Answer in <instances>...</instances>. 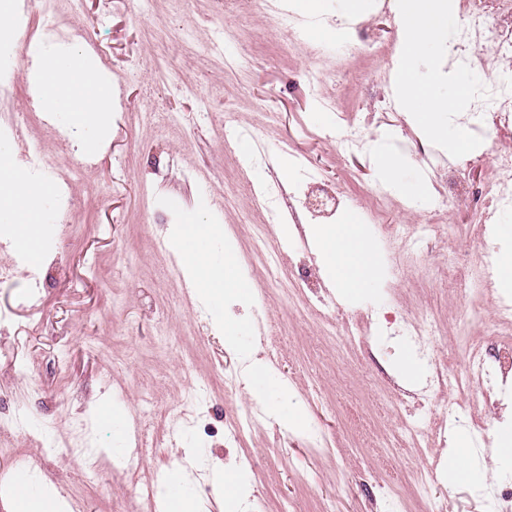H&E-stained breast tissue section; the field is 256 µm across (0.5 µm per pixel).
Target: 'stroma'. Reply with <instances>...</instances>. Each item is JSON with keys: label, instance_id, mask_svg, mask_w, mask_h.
<instances>
[{"label": "stroma", "instance_id": "obj_1", "mask_svg": "<svg viewBox=\"0 0 512 512\" xmlns=\"http://www.w3.org/2000/svg\"><path fill=\"white\" fill-rule=\"evenodd\" d=\"M317 3L305 11L298 0H272L268 7L249 0H154L146 12L139 0H62L73 41L98 50L96 65L112 81V102L95 117L101 134L87 149L77 128L41 110L39 79L28 62L11 69L13 163L22 167L25 154L41 153L49 165L44 182L76 206L54 244L49 231L57 204L44 209V286L36 306L20 301L28 259L0 247V267L13 270L12 282L0 285V311L9 316L0 324V405L21 413L30 429L0 439V477L25 474L32 494L58 493L69 512H162L165 493L146 497L141 487L190 460L188 491L200 512H221L223 479L212 462L231 458L242 487L240 512H392L388 487L394 483L413 512L442 506L491 512L477 486L449 483L451 449L438 436L423 448L399 445L396 436L402 420L437 422L452 403L469 427L483 426L493 438L512 432V385L486 403L480 395L487 384L475 377L464 392H436L422 410L417 399L429 370L421 369L412 387L393 373L410 337L382 336L372 327L359 341L340 339L368 310L394 326L429 313L440 327L437 354L463 366L457 330L466 303L453 276L487 251L512 252V237L500 233L512 226V209L498 212L490 228L479 222L493 162L512 154V124L487 128L470 120L467 155L441 148L457 163L470 195L436 210L448 193V176L424 167L413 148L419 135L395 91L407 66L398 0L386 13L376 0H362L359 13L350 0ZM284 13L305 20L321 41L294 42V27L280 20ZM340 19L367 24L375 50L340 56L334 29ZM228 30L240 31V39L225 40ZM166 75L180 91L164 89ZM148 111L175 112L180 121L160 128L144 120ZM348 125L361 130L364 143L342 153L338 133ZM247 131L265 145L262 163L237 155ZM380 145L404 156L400 184L388 188L381 206L373 200L383 185L373 161ZM283 165L289 177H281ZM311 175L338 195L333 223L353 217L379 258L378 275L362 296H343L316 273L305 231L311 217L289 208L290 188ZM273 184L281 187L275 219L260 197ZM193 214L223 229L215 251L232 249L237 276L252 283L250 299L227 300L226 313L248 320L263 345V362L302 417L300 426L276 418V398L225 388V370L249 362L225 348L215 312L174 244L176 229ZM434 218L440 230L417 243L416 264L394 265L391 257L403 246L388 238L387 226ZM262 225L294 263L277 295L268 291L269 265L251 253ZM313 292L335 302L329 319L307 313ZM499 294L498 285L488 288L483 321L473 329L476 341L491 349L512 346V326L496 318ZM199 384L209 437L169 438L182 396ZM256 404L262 416L235 441L224 430L225 413ZM116 413L124 414L126 432L113 425ZM319 433L333 440L332 453H311L309 442ZM81 437L102 459L97 476L67 452ZM138 442L143 460L134 474H123L115 459ZM422 465L436 466L438 484L431 499L419 502L410 474ZM205 483L212 495L203 493Z\"/></svg>", "mask_w": 512, "mask_h": 512}]
</instances>
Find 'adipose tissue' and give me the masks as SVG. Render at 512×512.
I'll return each mask as SVG.
<instances>
[{
	"label": "adipose tissue",
	"mask_w": 512,
	"mask_h": 512,
	"mask_svg": "<svg viewBox=\"0 0 512 512\" xmlns=\"http://www.w3.org/2000/svg\"><path fill=\"white\" fill-rule=\"evenodd\" d=\"M400 22L409 60L403 85L408 112L413 113L420 134L450 146L455 154L467 153L471 142L456 118L469 96L468 86L460 85L456 94L440 97L417 80L414 67L415 61L426 58L447 30V12L435 7L434 0H404ZM39 79L46 105L85 127L83 142L92 145L94 132L88 127L89 120L108 105L111 82L98 74L77 45L64 54L45 55ZM11 153L10 146L0 144V218L15 224L18 237L36 246L40 243L36 226L52 190L37 184L20 189L24 176L13 168ZM308 234L320 246L321 273L332 278L344 295L363 294L379 270L376 256L366 244L363 226L349 217L337 224L310 225ZM221 235V228L196 216L187 218L177 233V245L185 262L199 272L205 294L219 310L228 296L245 299L251 294L250 283L234 274V253L226 250L216 255L210 251V243Z\"/></svg>",
	"instance_id": "ef3b65f1"
}]
</instances>
